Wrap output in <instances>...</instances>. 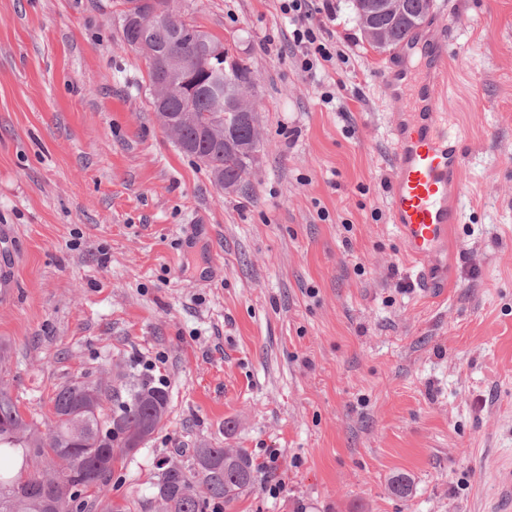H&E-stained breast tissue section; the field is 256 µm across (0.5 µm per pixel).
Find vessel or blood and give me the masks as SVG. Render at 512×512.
Returning a JSON list of instances; mask_svg holds the SVG:
<instances>
[{
	"mask_svg": "<svg viewBox=\"0 0 512 512\" xmlns=\"http://www.w3.org/2000/svg\"><path fill=\"white\" fill-rule=\"evenodd\" d=\"M397 52L399 61L384 73L396 114L389 217L418 264L416 282L423 296L431 297L448 281V241L463 221L462 147L443 131L448 113L438 88L447 79L445 42L418 30ZM413 60L418 70L410 69Z\"/></svg>",
	"mask_w": 512,
	"mask_h": 512,
	"instance_id": "b4317fda",
	"label": "vessel or blood"
}]
</instances>
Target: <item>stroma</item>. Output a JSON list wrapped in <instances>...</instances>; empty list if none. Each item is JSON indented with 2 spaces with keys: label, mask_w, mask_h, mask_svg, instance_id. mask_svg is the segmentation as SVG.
<instances>
[{
  "label": "stroma",
  "mask_w": 512,
  "mask_h": 512,
  "mask_svg": "<svg viewBox=\"0 0 512 512\" xmlns=\"http://www.w3.org/2000/svg\"><path fill=\"white\" fill-rule=\"evenodd\" d=\"M332 3L311 76L280 0H182L255 77L263 148L227 194L159 124L121 0H0V381L45 431L72 379L162 380L108 479L130 512L203 443L281 451L286 492L226 512H512V0H433L464 156L433 301L389 221L392 54Z\"/></svg>",
  "instance_id": "obj_1"
}]
</instances>
